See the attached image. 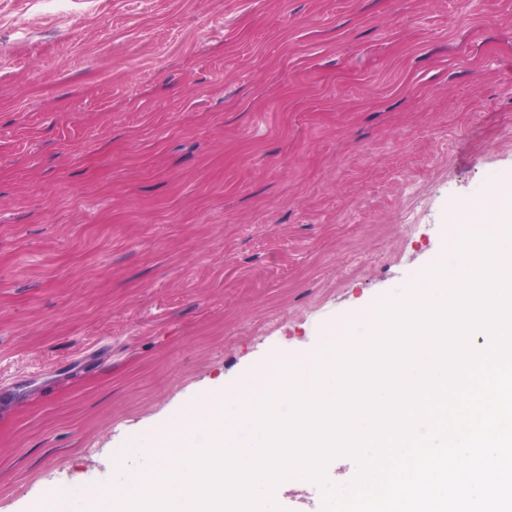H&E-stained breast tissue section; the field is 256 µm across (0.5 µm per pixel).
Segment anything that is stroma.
<instances>
[{"mask_svg":"<svg viewBox=\"0 0 512 512\" xmlns=\"http://www.w3.org/2000/svg\"><path fill=\"white\" fill-rule=\"evenodd\" d=\"M508 181L512 0H0V512L365 335Z\"/></svg>","mask_w":512,"mask_h":512,"instance_id":"obj_1","label":"stroma"}]
</instances>
